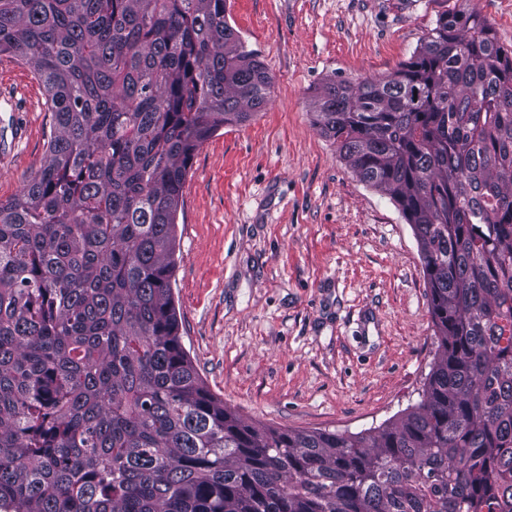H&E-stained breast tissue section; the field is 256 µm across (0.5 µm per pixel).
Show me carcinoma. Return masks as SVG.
<instances>
[{"label": "carcinoma", "instance_id": "carcinoma-1", "mask_svg": "<svg viewBox=\"0 0 512 512\" xmlns=\"http://www.w3.org/2000/svg\"><path fill=\"white\" fill-rule=\"evenodd\" d=\"M43 83L44 164L0 201V512H512V48L445 12L313 124L417 239L438 356L374 434L246 423L184 349L191 161L267 102L227 0H0Z\"/></svg>", "mask_w": 512, "mask_h": 512}]
</instances>
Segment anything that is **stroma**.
<instances>
[{"instance_id":"obj_1","label":"stroma","mask_w":512,"mask_h":512,"mask_svg":"<svg viewBox=\"0 0 512 512\" xmlns=\"http://www.w3.org/2000/svg\"><path fill=\"white\" fill-rule=\"evenodd\" d=\"M457 0H228L273 78L268 103L196 151L172 280L184 348L212 394L259 427L339 434L417 406L436 360L417 240L390 197L314 126L329 76L394 72ZM30 68L0 56V200L51 133Z\"/></svg>"}]
</instances>
